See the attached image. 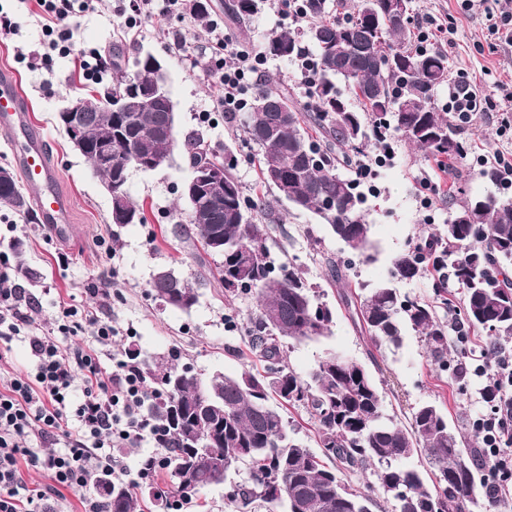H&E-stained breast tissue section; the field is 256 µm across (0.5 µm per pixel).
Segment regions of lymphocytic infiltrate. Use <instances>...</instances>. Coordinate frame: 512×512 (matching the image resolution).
Segmentation results:
<instances>
[{
	"label": "lymphocytic infiltrate",
	"mask_w": 512,
	"mask_h": 512,
	"mask_svg": "<svg viewBox=\"0 0 512 512\" xmlns=\"http://www.w3.org/2000/svg\"><path fill=\"white\" fill-rule=\"evenodd\" d=\"M92 0H39L50 34V49L72 53L84 79L90 80L100 65L71 50L77 8ZM215 54L224 58L213 71L224 86L225 112L241 111L249 77L265 64L263 52L244 46L236 37L210 24ZM447 109L470 122L481 112L501 113L496 137L512 134V84L494 82L492 89H478L464 73L448 80ZM39 307L26 293L14 272L0 269V355L14 340L29 348L34 368L0 376V512H57L54 499L60 489L83 492L84 512H105L99 491L102 474L121 480L126 476L122 448L156 443V426L143 413L149 395L136 366L127 360L115 365L102 362L98 349L110 345L111 324L93 315L73 318V309L62 312L55 327L38 324ZM93 324L92 342L79 343L84 324ZM482 452L496 479L492 492L503 497L511 491L512 402L499 407L493 417L477 425ZM48 473L52 487L28 488L19 463Z\"/></svg>",
	"instance_id": "lymphocytic-infiltrate-1"
}]
</instances>
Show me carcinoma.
Listing matches in <instances>:
<instances>
[{
    "label": "carcinoma",
    "mask_w": 512,
    "mask_h": 512,
    "mask_svg": "<svg viewBox=\"0 0 512 512\" xmlns=\"http://www.w3.org/2000/svg\"><path fill=\"white\" fill-rule=\"evenodd\" d=\"M265 0H228L224 20L231 29H243L261 10ZM372 18L360 16L361 6L347 20L326 19L325 0H307L312 22L269 35L264 54L272 59L293 60L303 52L302 42L314 49L315 80L311 102L298 105L288 89L274 80L257 85L247 111L240 118L246 141L260 151L259 182L286 199L282 187L269 180L279 170L295 183L301 197L292 206L309 211L326 224L336 239L352 242V252L365 262L375 259L371 225L362 214V196L354 178L339 172L360 155L365 143L378 131L389 129L428 156L461 159L467 142L456 137L448 113L434 103L438 88L448 84V56L418 52L413 47L411 18L397 27L385 22V0H374ZM116 79L103 99L128 106L101 112L102 103L87 104L73 121L92 136L112 138V157L136 154L161 169L173 157L178 142L168 134L166 85L160 91L142 90L123 80L125 59L114 47L104 57ZM348 88L343 97L337 83ZM377 88L383 103H375L368 91ZM330 137L328 148L319 150L303 124L306 113ZM183 155L194 165L220 164L224 186L208 192L219 196L190 204V224L176 230L197 243L203 261H212L210 274L216 286L229 293H250L257 309L245 327L250 351L263 363L262 370L238 376L216 374L209 378L185 366L165 360L135 362L145 386L152 393L146 413L159 429L166 472L173 490L183 500L200 491L222 485L245 468L249 478L227 496L234 512H255L261 502L266 512H371L377 504L371 493L347 486L343 474L373 468L377 491L392 505V512H432L439 496L448 501L446 512H505L503 502L488 492L478 479L473 450L463 448L448 426L442 409L423 404L412 413L409 425H401L385 413L378 387L367 367L355 358L343 365L327 364L322 357L309 378L286 365L289 342L315 340L330 332L332 311L319 301L318 286L290 265H274L269 241L279 222L265 195L246 194L235 175L234 162L192 135L183 141ZM115 205L144 220L143 209L128 195L123 183ZM336 200L337 214L322 213V201ZM0 205L28 210V200L16 178L0 182ZM445 264L464 289L462 314L467 328H489L504 347L512 338V196L465 199L449 215L441 231L422 237L391 258L390 279L364 287L354 304L364 330L378 344L396 348L415 333L443 368H448V325L437 305L401 295L397 281H413L424 274V261ZM155 299L186 310L197 302V293L175 274L155 278L150 284ZM278 366L281 380L271 382V365ZM210 398L205 408L199 398ZM488 407L507 400L505 390L488 380L482 389ZM302 407L314 420L317 444L314 453L288 431L285 406ZM214 431L209 455L224 462L219 471L196 456L191 440L201 428ZM420 454L433 469L431 482L407 460ZM191 470L195 483L184 486L182 472ZM409 488L406 497L395 489ZM111 512H138L139 499L128 486L102 481Z\"/></svg>",
    "instance_id": "1"
}]
</instances>
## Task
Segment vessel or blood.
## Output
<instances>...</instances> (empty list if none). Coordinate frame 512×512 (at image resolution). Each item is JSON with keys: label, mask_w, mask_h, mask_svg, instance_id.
<instances>
[{"label": "vessel or blood", "mask_w": 512, "mask_h": 512, "mask_svg": "<svg viewBox=\"0 0 512 512\" xmlns=\"http://www.w3.org/2000/svg\"><path fill=\"white\" fill-rule=\"evenodd\" d=\"M30 110L31 104L17 80L9 72L0 71V131L11 136L14 161L33 191L43 223L59 233L71 221L72 205L57 186L58 169L46 150L43 133L29 120Z\"/></svg>", "instance_id": "b4317fda"}]
</instances>
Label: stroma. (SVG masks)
Instances as JSON below:
<instances>
[{
  "label": "stroma",
  "instance_id": "stroma-1",
  "mask_svg": "<svg viewBox=\"0 0 512 512\" xmlns=\"http://www.w3.org/2000/svg\"><path fill=\"white\" fill-rule=\"evenodd\" d=\"M221 2L210 0L209 21L223 22ZM193 4L194 0H179L178 6L166 8L161 0H153L147 13L130 26L123 0H95L92 9L77 17L72 43L75 50L88 55L121 45L130 73L142 52L160 58L179 133H195L205 145L226 150L236 163V176L250 191L257 183L258 149L242 140L224 118L218 104L224 90L203 62L211 53L209 21L197 19ZM0 18L7 21L0 27V69L18 77L32 106L31 121L42 128L60 173V186L73 202V231L62 241L41 222L36 210L0 208V258L13 264L24 261L35 271V281H23L22 286L40 298V322L53 323L64 307L94 312L116 331L111 346L101 353L105 360L130 354L141 360L172 358L208 375L236 376L250 369L254 359L245 345V325L256 309L253 296H225L223 289L211 283L192 241L173 235L189 220V206L181 195L188 175L182 154H175L169 166L156 171L130 170L127 191L143 207L145 221L112 224L110 200L100 178L56 122L57 112L72 97H87L110 87L112 74L104 73L97 83L82 84L71 58L49 50L37 0H0ZM432 18L453 21L456 27L453 45L442 48L449 72L465 70L481 86L492 78L512 79V46L489 47L483 10L463 12L458 0H414L413 25ZM35 57L40 60L38 68L29 69ZM450 165V174L442 178L446 194L430 208H422L418 183L436 173L437 160L392 140L372 179L363 184V211L371 225L375 261L365 263L345 252L316 215L285 202L276 206L282 222L271 256L278 265L292 262L309 282L320 285L324 302L334 311L331 335L293 342L287 348V361L298 375L309 377L330 351L358 359L375 377L386 414L406 424L419 405L436 403L464 447L477 448L481 441L473 423L477 413L486 409L478 395L482 378L470 375L455 380L415 334L406 336L397 349L376 345L345 304L362 286L387 279L391 256L446 224L450 208L469 197L499 194V186L482 177L472 158L454 159ZM332 262L345 271V279H330ZM160 269L173 270L196 289L198 301L190 310L154 299L150 282Z\"/></svg>",
  "mask_w": 512,
  "mask_h": 512
}]
</instances>
